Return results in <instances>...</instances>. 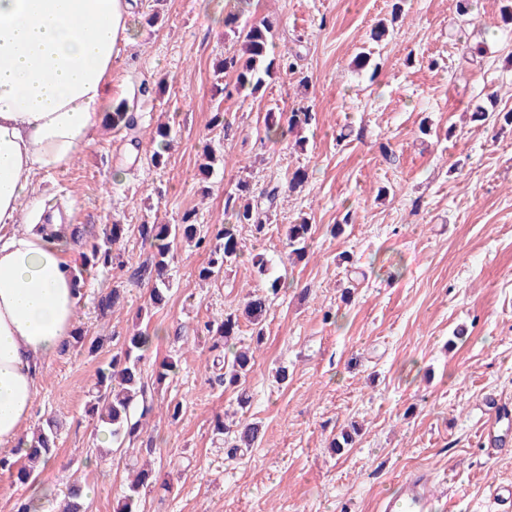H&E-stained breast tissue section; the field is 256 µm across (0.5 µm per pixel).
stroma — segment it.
<instances>
[{"mask_svg": "<svg viewBox=\"0 0 512 512\" xmlns=\"http://www.w3.org/2000/svg\"><path fill=\"white\" fill-rule=\"evenodd\" d=\"M392 3L134 0L132 40L112 63V95L133 126L102 127L71 165L36 184L80 232L71 257L125 225L126 267L87 279L76 325L101 347L45 364L23 431L57 416L58 448L35 484L0 475V512L31 497L41 512H57L76 478L92 491L87 512H114L139 450L94 436L87 390L149 296V283L129 279L150 252L137 227L177 224L187 213L209 229L228 223L225 201L244 182L268 216L263 235L240 225L243 257L207 281L198 277L207 254L177 245L170 292L151 319L145 376L179 360L154 387L146 426L152 465L172 489L143 492L139 512H379L381 498L415 472L447 489L436 512H512V496L490 491L512 487V454L488 456L480 441L490 399L512 406V127L470 120L479 105L512 112V27L501 22V0H475L466 17L456 0H404L396 18ZM234 11L242 26L271 21L275 52H292L297 65L246 98L217 91L226 82L217 65L239 47L224 25ZM381 22L385 35L372 40ZM476 45L487 54L466 62ZM299 107L314 113L311 125L267 136L268 113ZM217 112L231 131L211 126ZM161 123L177 133L167 149L151 137ZM384 145L396 164L384 161ZM159 150L161 166L152 161ZM208 150L216 162L205 175ZM298 169L308 179L292 193ZM303 217L312 240L298 261L286 231ZM274 278L280 291L245 382L246 416L262 438L234 453L213 420L236 411L235 394L207 370L210 342L198 329ZM115 285L125 299L100 315L97 301ZM281 366L284 384L274 378ZM171 401L182 406L175 423L165 414ZM353 426L354 445L335 452L332 440ZM105 448L112 459L103 463Z\"/></svg>", "mask_w": 512, "mask_h": 512, "instance_id": "1", "label": "stroma"}]
</instances>
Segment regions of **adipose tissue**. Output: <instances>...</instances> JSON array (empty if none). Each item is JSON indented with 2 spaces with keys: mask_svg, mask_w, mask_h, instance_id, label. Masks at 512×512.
<instances>
[{
  "mask_svg": "<svg viewBox=\"0 0 512 512\" xmlns=\"http://www.w3.org/2000/svg\"><path fill=\"white\" fill-rule=\"evenodd\" d=\"M129 0H0V453L17 445L41 369L71 338L80 292L38 173L68 167L112 113Z\"/></svg>",
  "mask_w": 512,
  "mask_h": 512,
  "instance_id": "1",
  "label": "adipose tissue"
}]
</instances>
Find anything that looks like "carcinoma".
<instances>
[{"label": "carcinoma", "mask_w": 512, "mask_h": 512, "mask_svg": "<svg viewBox=\"0 0 512 512\" xmlns=\"http://www.w3.org/2000/svg\"><path fill=\"white\" fill-rule=\"evenodd\" d=\"M241 39L240 49L224 56L219 70L235 75V90L257 93L278 71L294 70V63L286 58V54L275 55L271 27L264 21L244 27L237 31ZM225 209L231 211L234 219L232 224H222L213 231H205L198 224L189 223L191 215L186 214L181 224H141L138 226L139 237L149 244L150 257L133 274L136 281L152 283L149 304L140 310V319L144 326L138 327L132 334L123 338L120 350L112 355L111 360L98 368L95 378L88 389L89 412L96 420L95 432H100L111 441L123 444L131 443L140 438L146 420L153 414L154 404L147 398V384L144 381L141 360L144 353L153 344L149 323L153 311L162 306L170 290L165 271L168 267L171 251L182 242L195 247H203L209 251L206 266L202 267L198 276L208 280L222 273L237 262L241 256L238 239V227L251 224L256 233L263 232L265 225L255 217L251 203H239L230 197ZM125 234V225L113 224L104 233L100 243H94L80 256V263L75 268L74 277L77 287H82L85 276L100 268L114 265L121 267L124 262L114 254L113 245ZM312 235V225L303 220L288 225V247L291 254L301 259L305 256L307 241ZM279 291L278 281H273L267 293H255L244 303L242 314L228 313L219 322L207 321L204 330L211 336V351L214 355L209 369L217 370L216 380L238 390V405L244 409L250 404V396L242 388V381L254 372L255 357L248 348L235 352L231 363H226L224 348L240 332V316H245L254 326L256 343L263 340L262 322L266 314L268 294ZM59 422L48 417L37 425L31 438L23 439L19 447L26 449L24 460H10L0 457V470L16 476L22 484L36 482L41 470L52 457L57 447V431ZM214 432L233 439V449L252 448L260 441L259 425L241 420L231 424L220 418L214 420ZM131 479L117 501L115 512H138L142 490L156 483L155 471L145 464L133 460L129 464ZM83 486L73 482L69 486L60 512H85V499L82 495Z\"/></svg>", "instance_id": "cac0c4a2"}]
</instances>
